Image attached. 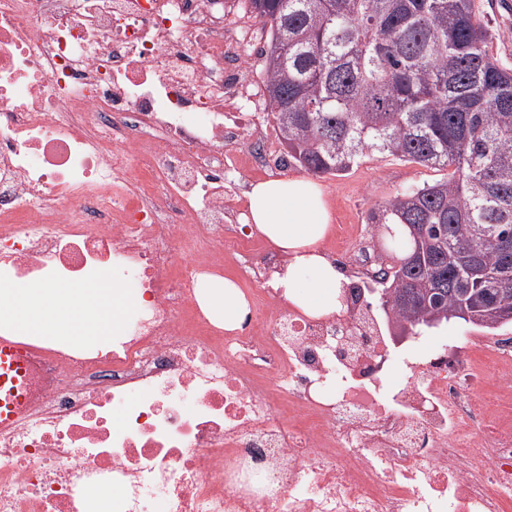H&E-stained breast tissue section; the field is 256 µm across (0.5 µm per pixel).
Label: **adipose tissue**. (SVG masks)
<instances>
[{"instance_id":"ef3b65f1","label":"adipose tissue","mask_w":512,"mask_h":512,"mask_svg":"<svg viewBox=\"0 0 512 512\" xmlns=\"http://www.w3.org/2000/svg\"><path fill=\"white\" fill-rule=\"evenodd\" d=\"M248 221L283 255L285 263L273 287L288 302L314 316H328L339 306L344 271L324 256L320 244L330 229L331 214L318 183L303 177H274L254 183L247 194ZM44 302H29L30 290H10L0 321L23 333L92 347L105 345L118 329L120 314L137 297L121 288H46ZM208 317L225 329L240 328L249 299L232 279L209 281L200 294Z\"/></svg>"}]
</instances>
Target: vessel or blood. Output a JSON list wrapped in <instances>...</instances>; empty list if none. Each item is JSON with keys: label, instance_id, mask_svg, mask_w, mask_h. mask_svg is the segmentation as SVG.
Masks as SVG:
<instances>
[{"label": "vessel or blood", "instance_id": "1", "mask_svg": "<svg viewBox=\"0 0 512 512\" xmlns=\"http://www.w3.org/2000/svg\"><path fill=\"white\" fill-rule=\"evenodd\" d=\"M29 352L16 337L0 336V429L24 413L30 392Z\"/></svg>", "mask_w": 512, "mask_h": 512}]
</instances>
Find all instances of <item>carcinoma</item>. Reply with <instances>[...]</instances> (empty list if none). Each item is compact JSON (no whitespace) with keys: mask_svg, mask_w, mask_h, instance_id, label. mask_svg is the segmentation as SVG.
<instances>
[{"mask_svg":"<svg viewBox=\"0 0 512 512\" xmlns=\"http://www.w3.org/2000/svg\"><path fill=\"white\" fill-rule=\"evenodd\" d=\"M288 163L338 175L369 153L448 174L375 205L371 279L399 331L512 324V70L474 0H252Z\"/></svg>","mask_w":512,"mask_h":512,"instance_id":"obj_1","label":"carcinoma"}]
</instances>
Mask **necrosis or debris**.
Instances as JSON below:
<instances>
[{"label":"necrosis or debris","mask_w":512,"mask_h":512,"mask_svg":"<svg viewBox=\"0 0 512 512\" xmlns=\"http://www.w3.org/2000/svg\"><path fill=\"white\" fill-rule=\"evenodd\" d=\"M251 0H0V286L131 279L106 347L33 340L0 512H512V338L393 352L360 278L336 313L254 289L282 258L224 173L288 165ZM365 225L325 243L368 270ZM253 287L241 328L197 290ZM408 376L391 382L397 369Z\"/></svg>","instance_id":"necrosis-or-debris-1"}]
</instances>
